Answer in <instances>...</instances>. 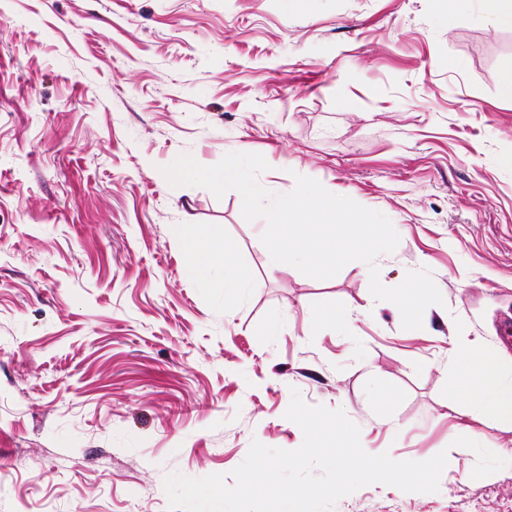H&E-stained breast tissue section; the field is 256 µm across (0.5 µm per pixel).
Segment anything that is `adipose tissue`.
I'll return each mask as SVG.
<instances>
[{
    "mask_svg": "<svg viewBox=\"0 0 512 512\" xmlns=\"http://www.w3.org/2000/svg\"><path fill=\"white\" fill-rule=\"evenodd\" d=\"M188 271L204 276L212 266L225 270L224 299L238 300L252 277L240 266L235 249L218 233L195 234L184 240ZM447 386L471 413L512 432V360L476 338H456L448 351Z\"/></svg>",
    "mask_w": 512,
    "mask_h": 512,
    "instance_id": "ef3b65f1",
    "label": "adipose tissue"
}]
</instances>
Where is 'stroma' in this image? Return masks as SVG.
I'll return each mask as SVG.
<instances>
[{
	"label": "stroma",
	"instance_id": "35a3bbf8",
	"mask_svg": "<svg viewBox=\"0 0 512 512\" xmlns=\"http://www.w3.org/2000/svg\"><path fill=\"white\" fill-rule=\"evenodd\" d=\"M510 62L485 0H0V512H169L170 473L300 447L295 391L374 453L448 457L438 492L373 484L333 512H512V434L446 386L456 337L512 355ZM242 149L274 193L301 174L387 216L380 279L430 270L427 329L363 262L270 268L237 191L161 172ZM180 226L235 247L238 301L223 267L189 274Z\"/></svg>",
	"mask_w": 512,
	"mask_h": 512
}]
</instances>
